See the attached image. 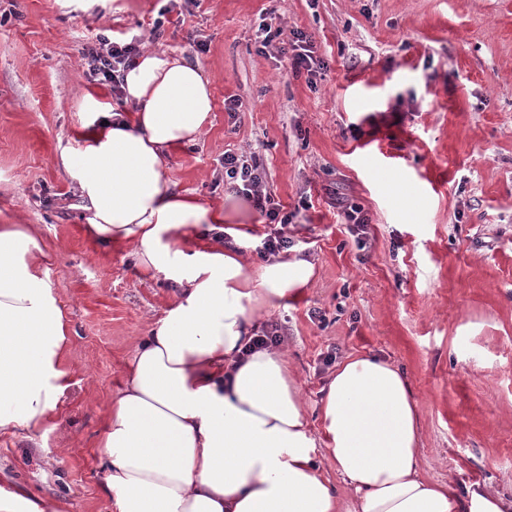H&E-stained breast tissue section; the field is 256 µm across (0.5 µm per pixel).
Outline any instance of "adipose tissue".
<instances>
[{
  "mask_svg": "<svg viewBox=\"0 0 512 512\" xmlns=\"http://www.w3.org/2000/svg\"><path fill=\"white\" fill-rule=\"evenodd\" d=\"M123 90L120 109L85 95L82 148L56 159L87 238L178 290L106 409L97 448L117 512H338L285 353L245 351L257 317L306 287L312 265L253 263L217 240L236 205L172 190L167 157L204 134L213 110L200 63L143 52ZM51 255L37 225L0 224V430L51 422L70 386L68 325L44 279ZM320 414L325 458L359 512H512L483 490L461 497L418 477L419 417L392 365L341 364Z\"/></svg>",
  "mask_w": 512,
  "mask_h": 512,
  "instance_id": "obj_1",
  "label": "adipose tissue"
}]
</instances>
